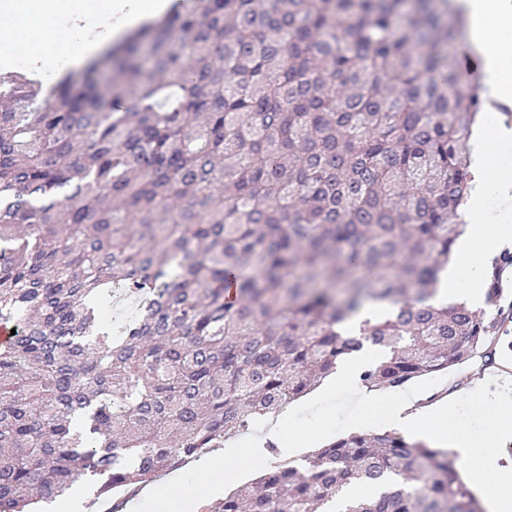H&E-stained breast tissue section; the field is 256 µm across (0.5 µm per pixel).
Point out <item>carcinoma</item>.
<instances>
[{
  "label": "carcinoma",
  "mask_w": 512,
  "mask_h": 512,
  "mask_svg": "<svg viewBox=\"0 0 512 512\" xmlns=\"http://www.w3.org/2000/svg\"><path fill=\"white\" fill-rule=\"evenodd\" d=\"M456 29L433 0H177L82 87L0 72V512L149 483L366 343L376 389L492 357L497 315L434 303L484 105ZM116 289L141 312L102 331ZM355 484L384 489L342 512H483L451 451L388 430L215 512H332Z\"/></svg>",
  "instance_id": "carcinoma-1"
}]
</instances>
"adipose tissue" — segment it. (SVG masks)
<instances>
[{
  "instance_id": "obj_1",
  "label": "adipose tissue",
  "mask_w": 512,
  "mask_h": 512,
  "mask_svg": "<svg viewBox=\"0 0 512 512\" xmlns=\"http://www.w3.org/2000/svg\"><path fill=\"white\" fill-rule=\"evenodd\" d=\"M174 0H94L96 10L108 12L112 23L93 27L83 14H75L66 33L53 27L57 13L66 10L70 0H0V12L11 15L12 25L0 28V44L9 45L30 36L26 25L38 17L40 36L48 53L41 64L53 56L66 57L74 67L120 39L135 24L148 16L168 11ZM466 17L465 40L484 65L486 98L494 103L512 102V0H459ZM512 141V128L503 123H483L471 130L477 179L466 203L468 213L479 212L484 198L495 197L504 210L512 209V158L501 149ZM512 239V226L503 224L500 215H485L478 224H466L452 257L439 273V296L466 304L473 309L484 303L486 266L498 246ZM418 395L403 391L398 402L387 395L365 392L357 409V420L372 426L381 422L386 411H393L399 425L417 430L439 447L451 448L469 462L468 478L473 487H482L493 478L496 487L490 503L492 512H512V462L500 463L497 449L512 441V392L502 390L494 373L480 378L447 400L431 406H418Z\"/></svg>"
}]
</instances>
